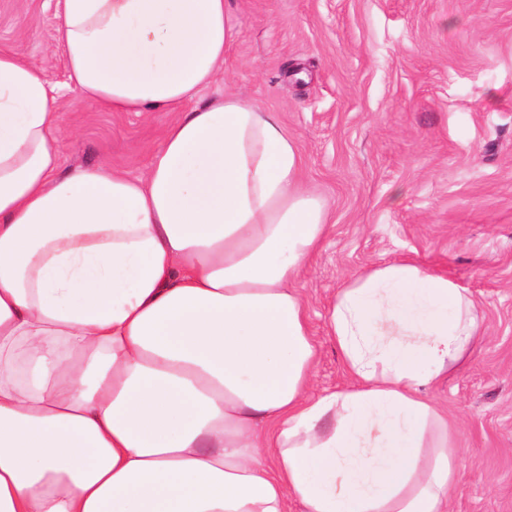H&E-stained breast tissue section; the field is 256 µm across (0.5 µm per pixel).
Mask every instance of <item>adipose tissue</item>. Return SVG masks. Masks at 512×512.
Segmentation results:
<instances>
[{"mask_svg": "<svg viewBox=\"0 0 512 512\" xmlns=\"http://www.w3.org/2000/svg\"><path fill=\"white\" fill-rule=\"evenodd\" d=\"M70 90L172 112L147 171L60 173L61 96L0 51V512H448L453 431L425 396L480 334L413 262L353 274L313 393L296 288L329 231L276 113L193 106L224 0H62Z\"/></svg>", "mask_w": 512, "mask_h": 512, "instance_id": "obj_1", "label": "adipose tissue"}]
</instances>
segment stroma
Returning <instances> with one entry per match:
<instances>
[{"instance_id": "obj_1", "label": "stroma", "mask_w": 512, "mask_h": 512, "mask_svg": "<svg viewBox=\"0 0 512 512\" xmlns=\"http://www.w3.org/2000/svg\"><path fill=\"white\" fill-rule=\"evenodd\" d=\"M234 41L198 103L231 92L277 113L327 203L297 284L314 391L347 381L328 308L354 273L410 260L474 300L482 332L426 392L457 431L448 512H512V0H225ZM58 0H0V50L65 84ZM171 112L69 93L62 168L142 176Z\"/></svg>"}]
</instances>
